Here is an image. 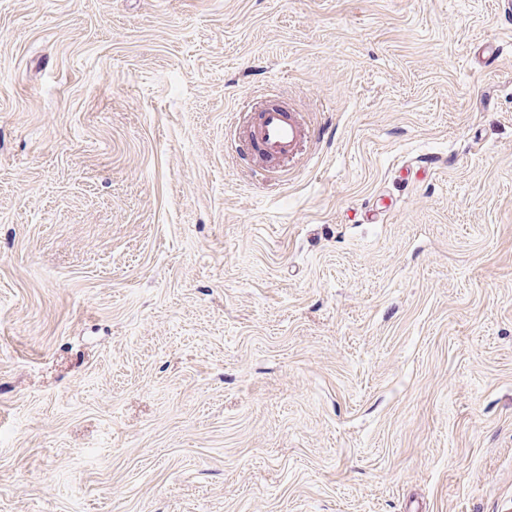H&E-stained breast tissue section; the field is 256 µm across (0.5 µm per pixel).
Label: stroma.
Masks as SVG:
<instances>
[{
  "instance_id": "obj_1",
  "label": "stroma",
  "mask_w": 512,
  "mask_h": 512,
  "mask_svg": "<svg viewBox=\"0 0 512 512\" xmlns=\"http://www.w3.org/2000/svg\"><path fill=\"white\" fill-rule=\"evenodd\" d=\"M0 512H512V11L0 0ZM261 113L252 132L253 154L258 158L288 157L307 130L295 115L277 107H267Z\"/></svg>"
}]
</instances>
